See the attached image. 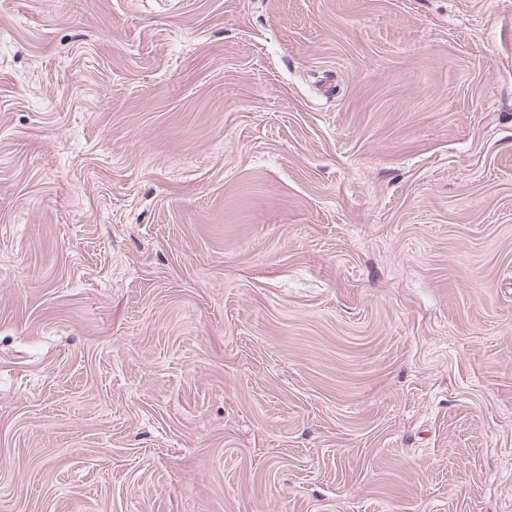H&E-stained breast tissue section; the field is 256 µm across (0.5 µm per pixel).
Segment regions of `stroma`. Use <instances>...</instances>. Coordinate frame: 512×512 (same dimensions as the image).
Here are the masks:
<instances>
[{
    "instance_id": "35a3bbf8",
    "label": "stroma",
    "mask_w": 512,
    "mask_h": 512,
    "mask_svg": "<svg viewBox=\"0 0 512 512\" xmlns=\"http://www.w3.org/2000/svg\"><path fill=\"white\" fill-rule=\"evenodd\" d=\"M0 512H512V0H0Z\"/></svg>"
}]
</instances>
